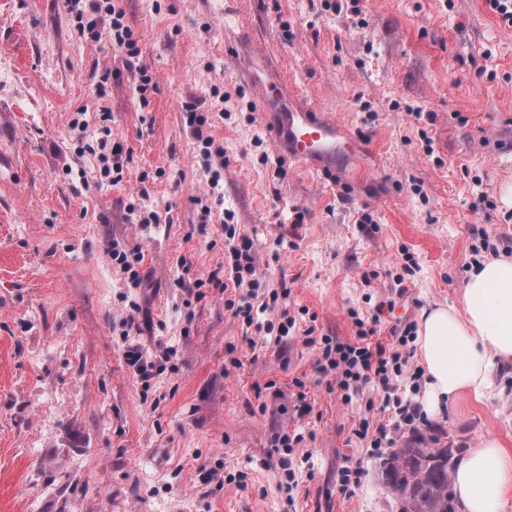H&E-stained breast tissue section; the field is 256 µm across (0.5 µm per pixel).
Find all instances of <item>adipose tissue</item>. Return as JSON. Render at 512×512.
Here are the masks:
<instances>
[{
  "label": "adipose tissue",
  "instance_id": "obj_1",
  "mask_svg": "<svg viewBox=\"0 0 512 512\" xmlns=\"http://www.w3.org/2000/svg\"><path fill=\"white\" fill-rule=\"evenodd\" d=\"M417 346L426 374V411L449 398H482L496 361L512 360V261L483 262L463 288L461 307L423 310ZM464 512H503L512 493V451L484 438L454 473Z\"/></svg>",
  "mask_w": 512,
  "mask_h": 512
}]
</instances>
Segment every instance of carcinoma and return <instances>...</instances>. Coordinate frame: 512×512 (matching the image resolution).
<instances>
[{
  "label": "carcinoma",
  "instance_id": "obj_1",
  "mask_svg": "<svg viewBox=\"0 0 512 512\" xmlns=\"http://www.w3.org/2000/svg\"><path fill=\"white\" fill-rule=\"evenodd\" d=\"M437 444L438 438L417 434L384 462L381 479L399 512H459L453 491L456 450Z\"/></svg>",
  "mask_w": 512,
  "mask_h": 512
}]
</instances>
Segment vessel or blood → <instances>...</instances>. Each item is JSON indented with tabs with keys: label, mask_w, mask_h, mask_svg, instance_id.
Masks as SVG:
<instances>
[{
	"label": "vessel or blood",
	"mask_w": 512,
	"mask_h": 512,
	"mask_svg": "<svg viewBox=\"0 0 512 512\" xmlns=\"http://www.w3.org/2000/svg\"><path fill=\"white\" fill-rule=\"evenodd\" d=\"M271 112L270 133L289 159L321 172H335L336 159L362 151L364 141L329 115L314 111L306 102L279 93L266 100Z\"/></svg>",
	"instance_id": "1"
}]
</instances>
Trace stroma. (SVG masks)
Segmentation results:
<instances>
[{
    "instance_id": "35a3bbf8",
    "label": "stroma",
    "mask_w": 512,
    "mask_h": 512,
    "mask_svg": "<svg viewBox=\"0 0 512 512\" xmlns=\"http://www.w3.org/2000/svg\"><path fill=\"white\" fill-rule=\"evenodd\" d=\"M113 2L135 58L91 0H0V512H398L357 431L411 430L372 386L344 400L322 339L390 346L459 305L477 263L512 259V23L489 0ZM258 56L363 155L327 176L280 152ZM228 224L253 244L249 321L227 306ZM131 340L165 370L141 379ZM418 427L512 449V361ZM107 10L112 12V40L115 41L116 45L123 49L126 55L130 58L136 57L139 49L137 42L131 38L130 33L125 29L121 22L122 12L116 11L115 5H109ZM115 16V17H114ZM109 155L102 153L101 160L103 163H106L103 169L104 177H111L112 174V181L114 182H120L121 180V173L123 168V155H124V147L119 142H112L110 141L109 146ZM110 157H112L111 166L108 164ZM114 173L116 176L114 177Z\"/></svg>"
}]
</instances>
